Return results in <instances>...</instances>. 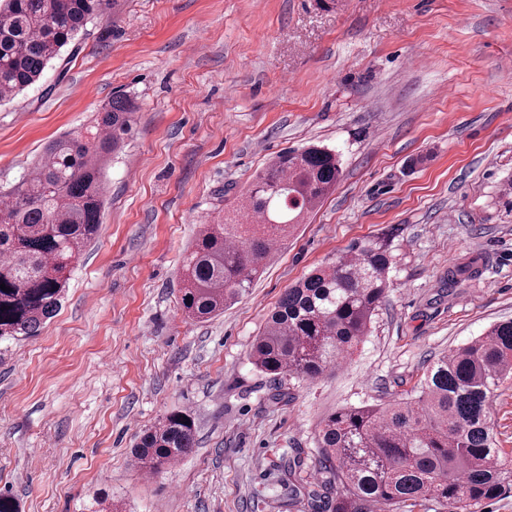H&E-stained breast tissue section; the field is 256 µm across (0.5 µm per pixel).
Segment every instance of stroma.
I'll return each instance as SVG.
<instances>
[{
    "label": "stroma",
    "mask_w": 512,
    "mask_h": 512,
    "mask_svg": "<svg viewBox=\"0 0 512 512\" xmlns=\"http://www.w3.org/2000/svg\"><path fill=\"white\" fill-rule=\"evenodd\" d=\"M117 92L139 110L99 233L40 334L0 342V491L20 512H82L98 492L119 512H312L326 415L414 397L442 353L512 319V0H110L0 102V193ZM311 143L339 152L341 182L248 293L186 320L199 224ZM393 227L352 359L313 381L257 369L282 294ZM175 410L197 446L145 475L136 437ZM489 420L512 451V379Z\"/></svg>",
    "instance_id": "stroma-1"
}]
</instances>
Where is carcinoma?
Here are the masks:
<instances>
[{"label": "carcinoma", "instance_id": "1", "mask_svg": "<svg viewBox=\"0 0 512 512\" xmlns=\"http://www.w3.org/2000/svg\"><path fill=\"white\" fill-rule=\"evenodd\" d=\"M109 0H0V101L36 84L48 63ZM137 106L118 93L91 129L53 141L0 205V341L40 334L59 308L70 268L97 234L103 170L125 145ZM325 146L277 154L224 222L203 224L181 265L180 307L201 322L249 291L272 255L341 180ZM393 233L358 243L287 289L253 346L274 378L315 380L367 336L388 288ZM512 378V321L438 358L419 394L328 414L318 431L322 512H366L423 499L456 512L512 489V453L496 447L490 400ZM196 447V427L168 412L139 437L135 464L155 472Z\"/></svg>", "mask_w": 512, "mask_h": 512}]
</instances>
